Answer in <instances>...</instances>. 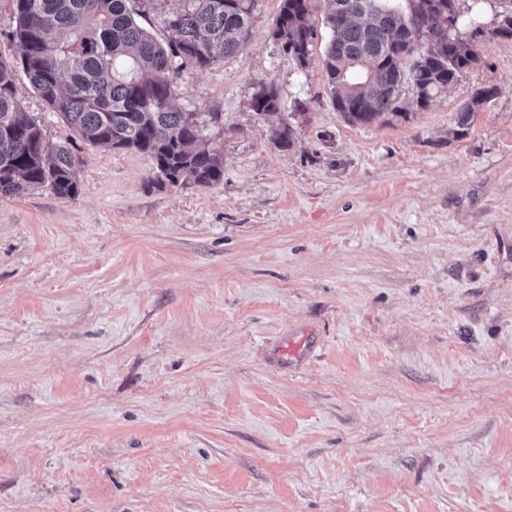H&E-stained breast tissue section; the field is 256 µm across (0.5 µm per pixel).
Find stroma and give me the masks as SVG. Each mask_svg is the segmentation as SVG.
Returning a JSON list of instances; mask_svg holds the SVG:
<instances>
[{
  "label": "stroma",
  "mask_w": 512,
  "mask_h": 512,
  "mask_svg": "<svg viewBox=\"0 0 512 512\" xmlns=\"http://www.w3.org/2000/svg\"><path fill=\"white\" fill-rule=\"evenodd\" d=\"M253 0L175 81L224 178L75 142L18 80L79 194L0 198V512H512V40L426 106L348 123ZM306 101L276 148L250 100ZM497 93L455 138L476 91ZM497 93V88L493 85L484 87L480 89L472 100L468 103H465L459 110L456 121V130L453 132L456 138H463L467 136L468 130L471 127V117L473 115L475 101L477 99H482L483 101H488L492 99Z\"/></svg>",
  "instance_id": "stroma-1"
}]
</instances>
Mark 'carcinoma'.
<instances>
[{
    "instance_id": "1",
    "label": "carcinoma",
    "mask_w": 512,
    "mask_h": 512,
    "mask_svg": "<svg viewBox=\"0 0 512 512\" xmlns=\"http://www.w3.org/2000/svg\"><path fill=\"white\" fill-rule=\"evenodd\" d=\"M7 32L12 57L0 59V197L19 196L47 185L74 199L80 158L66 145L46 142L41 125L23 110L15 76L21 72L47 108L90 146L149 155V182L174 186L189 179L200 187L224 179V160L198 146L206 120L178 106L174 79L187 67L206 69L234 54L251 26L252 0H186L164 19L158 41L140 25L132 0H9ZM332 0L324 14L331 36L321 76L336 110L351 124L372 125L397 112L398 87L410 77L415 101L428 103L480 58L460 33L463 11L423 13L432 0ZM314 0H281L272 36L292 57L312 55L309 23ZM493 85L480 89L457 115L454 136H467L475 100L488 101ZM253 113H280L277 87L262 83ZM287 120L270 131L272 143H293Z\"/></svg>"
}]
</instances>
